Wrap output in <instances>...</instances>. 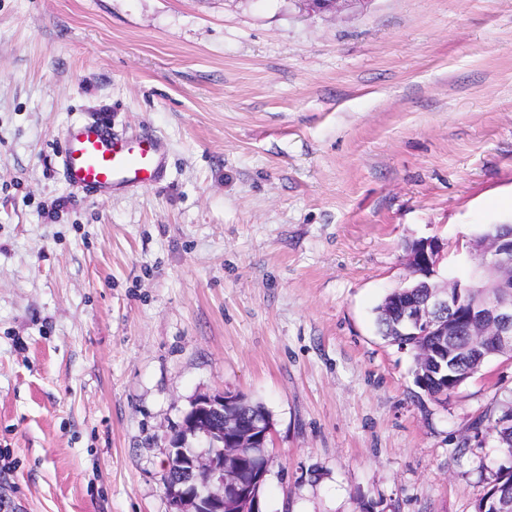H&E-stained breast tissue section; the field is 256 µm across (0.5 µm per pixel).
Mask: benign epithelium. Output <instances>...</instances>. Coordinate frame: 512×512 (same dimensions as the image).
<instances>
[{
    "label": "benign epithelium",
    "instance_id": "7a95c632",
    "mask_svg": "<svg viewBox=\"0 0 512 512\" xmlns=\"http://www.w3.org/2000/svg\"><path fill=\"white\" fill-rule=\"evenodd\" d=\"M309 14L337 16L367 0H295ZM475 259L465 278L438 280L443 250L432 237L413 242L405 265L418 287L434 283L426 299L415 302L389 296L384 310L394 317V336H439L433 348L418 351L426 374L438 365V355L456 353L455 338L463 332L478 345L492 344L496 353L512 351V229L498 227L467 243ZM243 398L227 392L195 397L182 421L168 437L166 496L171 512H263L261 496L250 486H262L271 458L266 448L274 430L272 419L244 423L236 417ZM242 448L260 450L250 483L242 480L238 460ZM252 507L240 508L244 502Z\"/></svg>",
    "mask_w": 512,
    "mask_h": 512
}]
</instances>
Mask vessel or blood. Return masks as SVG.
Wrapping results in <instances>:
<instances>
[{"mask_svg":"<svg viewBox=\"0 0 512 512\" xmlns=\"http://www.w3.org/2000/svg\"><path fill=\"white\" fill-rule=\"evenodd\" d=\"M166 159L163 141L151 132L126 135L98 121H81L67 130L60 167L75 190L108 197L158 184Z\"/></svg>","mask_w":512,"mask_h":512,"instance_id":"obj_1","label":"vessel or blood"}]
</instances>
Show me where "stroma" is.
Returning a JSON list of instances; mask_svg holds the SVG:
<instances>
[{
	"label": "stroma",
	"instance_id": "obj_1",
	"mask_svg": "<svg viewBox=\"0 0 512 512\" xmlns=\"http://www.w3.org/2000/svg\"><path fill=\"white\" fill-rule=\"evenodd\" d=\"M148 128L163 180L99 197L69 125ZM512 224V0H0V453L20 512H169L198 395L274 423L263 512H475L512 455L472 424L512 357L447 400L376 308L404 248ZM300 10L308 14L338 16L356 4L368 0H295Z\"/></svg>",
	"mask_w": 512,
	"mask_h": 512
}]
</instances>
